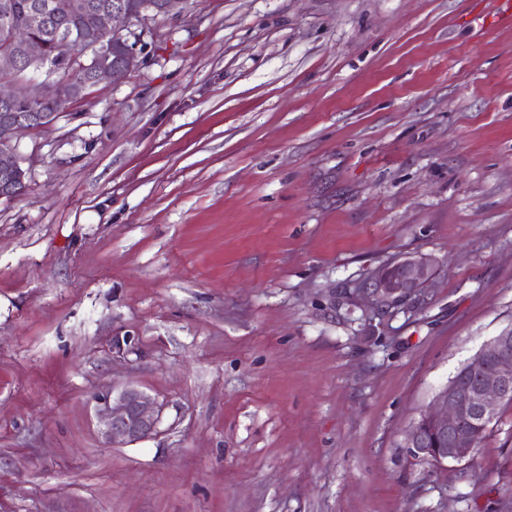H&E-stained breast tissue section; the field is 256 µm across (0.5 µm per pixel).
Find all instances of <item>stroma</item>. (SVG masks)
<instances>
[{
	"instance_id": "stroma-1",
	"label": "stroma",
	"mask_w": 512,
	"mask_h": 512,
	"mask_svg": "<svg viewBox=\"0 0 512 512\" xmlns=\"http://www.w3.org/2000/svg\"><path fill=\"white\" fill-rule=\"evenodd\" d=\"M505 0H179L147 60L13 135L0 512H512V406L473 462L403 441L512 326ZM435 258L375 309L378 266ZM162 409L111 445L91 397Z\"/></svg>"
}]
</instances>
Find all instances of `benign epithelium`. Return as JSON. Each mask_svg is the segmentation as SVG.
Instances as JSON below:
<instances>
[{
    "instance_id": "7a95c632",
    "label": "benign epithelium",
    "mask_w": 512,
    "mask_h": 512,
    "mask_svg": "<svg viewBox=\"0 0 512 512\" xmlns=\"http://www.w3.org/2000/svg\"><path fill=\"white\" fill-rule=\"evenodd\" d=\"M179 0H147L131 11L121 0H36L22 26L11 31L9 46L0 50V75L9 77L22 70L27 76L22 88L6 90L0 83V199L15 198L26 189V171L5 135L47 125L55 112H18L22 102H53L78 91L70 80H50L57 73L54 57L64 62L71 44L67 18L81 14L97 33L112 36L113 47L93 42L83 47L82 64L88 81L124 79L144 62L138 44L129 40L117 24L134 17L168 16ZM45 79H39L40 73ZM436 273V260L428 255L407 256L376 270L363 289L369 302L395 303L429 285ZM470 382L455 379L439 390L433 403L406 431L405 447L418 459L471 462L476 451L474 428L495 419L503 403L512 399V327L487 340L466 362ZM104 423V436L112 444H126L153 435L161 420V408L145 392L131 385L112 388L93 396Z\"/></svg>"
}]
</instances>
